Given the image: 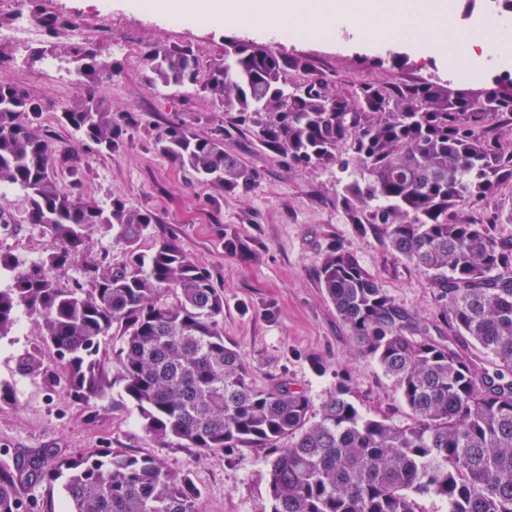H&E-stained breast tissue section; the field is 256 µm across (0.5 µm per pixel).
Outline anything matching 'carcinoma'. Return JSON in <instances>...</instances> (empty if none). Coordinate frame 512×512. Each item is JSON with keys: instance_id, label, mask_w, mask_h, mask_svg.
I'll return each instance as SVG.
<instances>
[{"instance_id": "carcinoma-1", "label": "carcinoma", "mask_w": 512, "mask_h": 512, "mask_svg": "<svg viewBox=\"0 0 512 512\" xmlns=\"http://www.w3.org/2000/svg\"><path fill=\"white\" fill-rule=\"evenodd\" d=\"M95 83L112 63L94 49L73 55ZM148 77L193 83L197 63L184 50L154 49ZM207 88L235 109L260 141L296 164H336L342 203L355 218L370 209L391 248L430 275L448 304V335L435 339L396 306L377 278L341 245L324 256L321 285L348 326L358 355L391 376L412 414L397 425L363 416L343 386L312 419L306 393L291 383L257 391L241 354L224 342V293L174 238L148 254L139 242L150 214L120 197L109 208L64 192L41 134L43 109L0 76V186L23 191L26 221L48 238L45 260L26 265L0 255L11 274L0 289V336L22 307L40 341L64 360L71 396L108 401L123 384L146 437L203 451L269 448L272 512H415L413 496L433 494L450 512H512V243L465 206L512 181V138L484 131L512 116V79L480 90L438 81L365 85L354 96L322 82L288 81L280 59L256 44L232 43ZM96 151L119 145L121 128L107 102L88 94L57 115ZM155 149L198 178L235 191L253 173L221 139L166 128ZM461 216L448 221V208ZM100 228L129 255V267L84 268L94 288L61 289L53 271L77 265L88 232ZM177 302H161L164 292ZM122 328L115 362L97 356L112 326ZM470 337L492 356L480 367L458 343ZM64 488L71 512H201L187 475H170L156 459L104 452L49 471L36 461L0 470V512H24L18 485L25 470Z\"/></svg>"}]
</instances>
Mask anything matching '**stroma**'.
Segmentation results:
<instances>
[{
  "label": "stroma",
  "mask_w": 512,
  "mask_h": 512,
  "mask_svg": "<svg viewBox=\"0 0 512 512\" xmlns=\"http://www.w3.org/2000/svg\"><path fill=\"white\" fill-rule=\"evenodd\" d=\"M25 9L43 34L20 52L1 46L0 75L39 99L62 189L102 208L113 197L126 198L152 216L140 242L142 252L173 237L211 273L224 293V339L242 355L254 389L290 382L318 408L343 385L361 414L409 423L410 410L393 380L376 361L357 355L317 270L332 246H345L392 301L435 338L448 333L439 289L393 251L381 233L353 223L340 203L342 174L336 166L290 165L264 147L237 112L214 101L204 79L223 64L228 40L266 47L284 60L291 82L322 80L330 92L347 97L368 83L424 79L483 88L500 74L499 65L485 61L483 76L463 82L452 79L443 48L428 51L423 41L380 43L347 28L327 40L297 42L261 29L199 24L177 29L167 18L126 7L124 0H25ZM64 18L91 30L84 45L108 57L114 66L111 78L92 86L77 74L69 52L74 41L60 25ZM159 45L190 51L198 62L199 81L187 87L149 84L146 58ZM90 91L108 100L123 128L120 146L109 154L95 152L56 119L66 100ZM170 125L223 139L254 172L252 184L219 190L156 153L155 138ZM0 207L15 219L0 226V254L28 264L44 259L49 243L39 226L26 223L23 194L0 198ZM470 212L491 225L499 239L512 242V182L499 185ZM37 332L34 317L21 309L14 328L0 338V383L12 389L11 399L0 402L1 469L13 471L33 459L50 467L103 451L150 457L172 475L189 474L202 512H271L269 449L202 454L150 440L120 386H113L111 400L103 403L71 398L63 362L51 346L39 342ZM21 492L26 512H69L62 481L32 477L23 481Z\"/></svg>",
  "instance_id": "stroma-1"
}]
</instances>
